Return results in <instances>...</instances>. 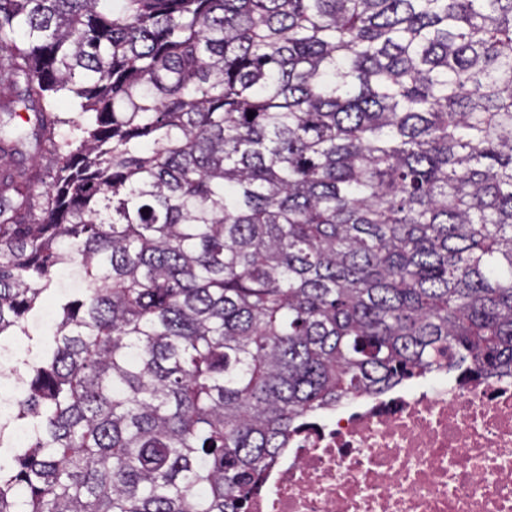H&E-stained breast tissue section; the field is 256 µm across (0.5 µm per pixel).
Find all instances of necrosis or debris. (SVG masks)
Masks as SVG:
<instances>
[{
  "mask_svg": "<svg viewBox=\"0 0 512 512\" xmlns=\"http://www.w3.org/2000/svg\"><path fill=\"white\" fill-rule=\"evenodd\" d=\"M246 512H512V379L343 400L303 425Z\"/></svg>",
  "mask_w": 512,
  "mask_h": 512,
  "instance_id": "necrosis-or-debris-1",
  "label": "necrosis or debris"
}]
</instances>
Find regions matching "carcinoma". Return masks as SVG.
<instances>
[{"label":"carcinoma","instance_id":"1","mask_svg":"<svg viewBox=\"0 0 512 512\" xmlns=\"http://www.w3.org/2000/svg\"><path fill=\"white\" fill-rule=\"evenodd\" d=\"M0 83V512H243L341 399L512 377V0H0Z\"/></svg>","mask_w":512,"mask_h":512}]
</instances>
